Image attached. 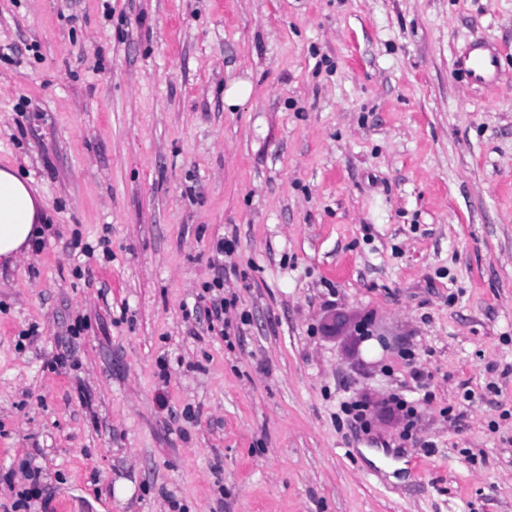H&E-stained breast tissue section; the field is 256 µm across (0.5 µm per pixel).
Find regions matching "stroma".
<instances>
[{
  "mask_svg": "<svg viewBox=\"0 0 512 512\" xmlns=\"http://www.w3.org/2000/svg\"><path fill=\"white\" fill-rule=\"evenodd\" d=\"M5 45L47 208L0 267L1 502L512 512V0H0ZM475 48H471L468 58V74L477 81L489 82L493 79L496 69V61L494 57L486 56L481 52H475L470 56V53Z\"/></svg>",
  "mask_w": 512,
  "mask_h": 512,
  "instance_id": "obj_1",
  "label": "stroma"
}]
</instances>
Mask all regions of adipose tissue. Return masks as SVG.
<instances>
[{
    "mask_svg": "<svg viewBox=\"0 0 512 512\" xmlns=\"http://www.w3.org/2000/svg\"><path fill=\"white\" fill-rule=\"evenodd\" d=\"M45 200L31 179L9 168L0 169V261L14 264L41 239Z\"/></svg>",
    "mask_w": 512,
    "mask_h": 512,
    "instance_id": "adipose-tissue-1",
    "label": "adipose tissue"
}]
</instances>
